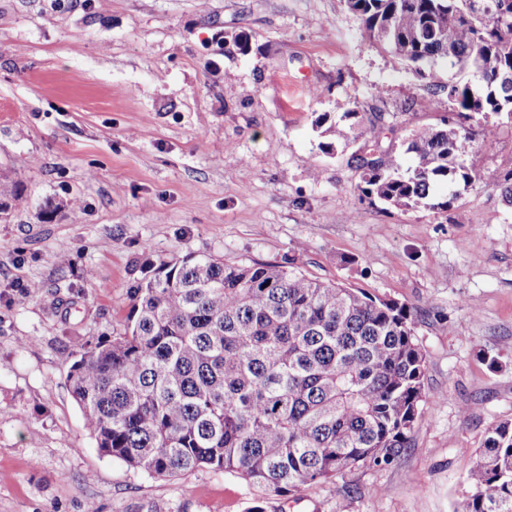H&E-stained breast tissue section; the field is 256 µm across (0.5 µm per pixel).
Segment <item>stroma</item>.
Returning a JSON list of instances; mask_svg holds the SVG:
<instances>
[{
  "instance_id": "obj_1",
  "label": "stroma",
  "mask_w": 512,
  "mask_h": 512,
  "mask_svg": "<svg viewBox=\"0 0 512 512\" xmlns=\"http://www.w3.org/2000/svg\"><path fill=\"white\" fill-rule=\"evenodd\" d=\"M429 98L344 0H0V512H460L487 429L512 420V205L494 183L512 124L446 210L360 200L313 129L379 112L398 148L447 112ZM188 255L410 307L425 402L405 453L288 496L102 455L69 368L122 332L132 286Z\"/></svg>"
}]
</instances>
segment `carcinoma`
I'll use <instances>...</instances> for the list:
<instances>
[{"label": "carcinoma", "instance_id": "cac0c4a2", "mask_svg": "<svg viewBox=\"0 0 512 512\" xmlns=\"http://www.w3.org/2000/svg\"><path fill=\"white\" fill-rule=\"evenodd\" d=\"M345 0L370 43L415 67L450 112L407 142L413 164L381 150L382 114L339 117L363 140L359 191L399 209H448L478 177L482 120L512 123V0ZM446 59L464 79L436 80ZM448 186V195L437 189ZM426 359L409 307L273 263L188 255L131 290L123 333L67 374L99 452L150 476L231 471L286 496L409 447ZM462 512H512V420L486 431Z\"/></svg>", "mask_w": 512, "mask_h": 512}]
</instances>
